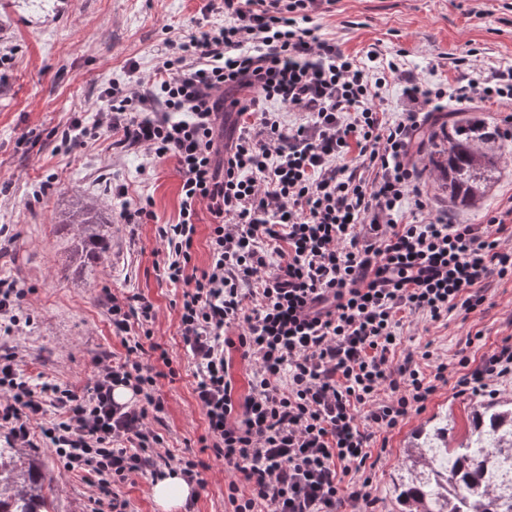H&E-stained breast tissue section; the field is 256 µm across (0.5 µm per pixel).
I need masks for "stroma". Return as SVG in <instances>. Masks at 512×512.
I'll return each mask as SVG.
<instances>
[{
    "label": "stroma",
    "instance_id": "35a3bbf8",
    "mask_svg": "<svg viewBox=\"0 0 512 512\" xmlns=\"http://www.w3.org/2000/svg\"><path fill=\"white\" fill-rule=\"evenodd\" d=\"M321 37L345 53L380 62L399 58L417 82L445 85L512 66V0H323L311 13ZM224 23L222 0H78L74 14L20 20L0 10V48L12 58L0 68V278L14 280L28 295L21 322L0 331V352L18 355L19 368L34 382H57L83 391L104 356L126 351L109 320V296L138 293L156 312L155 336L164 342L176 371L162 380L166 408L151 419L163 453L202 455L209 468L183 512H225L232 477L223 459L200 452L206 420L194 393L197 367L178 332L174 307L181 295L163 276L164 254L156 237L160 224L176 223L180 178L175 157H156L146 147H120L113 138L66 148L63 130L73 118L91 117L109 81L149 86L158 59L170 43L200 23ZM53 189L39 195L41 181ZM125 185L132 198L151 197L156 221L126 224L106 182ZM422 189L435 212L449 221L482 225L488 214L512 207V157L502 163L481 203L463 208L448 201L444 177L424 172ZM90 197L105 198L103 220L112 224V249L93 262L76 250L70 215ZM485 302L471 313L455 311L433 323L402 313L398 356L431 348L447 363L425 408L411 413L386 435L372 471L378 512H396L392 480L403 450L435 423L448 427L452 442L467 440L474 410L485 397L461 394V358L472 360L512 339V275L484 286ZM53 478L52 512H91L96 495L83 477L66 471L53 449L38 443L29 451Z\"/></svg>",
    "mask_w": 512,
    "mask_h": 512
}]
</instances>
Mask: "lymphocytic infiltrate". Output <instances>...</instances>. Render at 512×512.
Wrapping results in <instances>:
<instances>
[{"label": "lymphocytic infiltrate", "instance_id": "f902f5d3", "mask_svg": "<svg viewBox=\"0 0 512 512\" xmlns=\"http://www.w3.org/2000/svg\"><path fill=\"white\" fill-rule=\"evenodd\" d=\"M224 0L229 21L198 30L161 56L147 92L110 83L92 124L74 119L62 143L122 133L156 157L174 156L181 179L179 219L159 225L163 275L182 287L178 330L195 360V396L208 429L202 449L224 458L231 512H375L367 462L378 434L421 410L444 380L395 365L407 311L439 322L481 307V286L512 274L501 236L512 208L485 227L432 214L421 174L407 162L419 107L441 100L469 106L512 102V68L484 79L429 87L397 62L382 70L345 54L310 24L317 0ZM402 80L411 108L382 119L380 90ZM246 90L234 101L249 121L225 139L217 90ZM277 110H269V103ZM300 113L290 123L283 111ZM355 155L362 175L350 174ZM213 216L209 262L193 266L198 207ZM410 205V222L395 215ZM368 225L362 236L360 225ZM108 313L124 360H99L83 392L35 384L15 353L0 354V427L17 448L33 432L68 471L93 480L107 512H126L118 489L131 474L163 462L202 483L204 461L161 456L149 414L165 410L159 382L171 359L155 341L156 313L140 294L111 298ZM254 361L244 399L233 396L231 352ZM151 353L155 365L140 357ZM512 376V345L485 354L458 381L488 393ZM134 398L118 403L115 387ZM52 412L31 429V417Z\"/></svg>", "mask_w": 512, "mask_h": 512}]
</instances>
